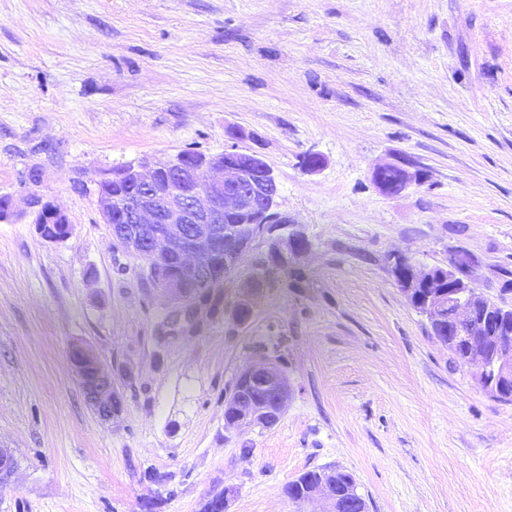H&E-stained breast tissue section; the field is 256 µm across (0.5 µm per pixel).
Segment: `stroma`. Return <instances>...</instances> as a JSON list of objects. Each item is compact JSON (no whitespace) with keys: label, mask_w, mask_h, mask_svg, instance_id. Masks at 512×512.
Masks as SVG:
<instances>
[{"label":"stroma","mask_w":512,"mask_h":512,"mask_svg":"<svg viewBox=\"0 0 512 512\" xmlns=\"http://www.w3.org/2000/svg\"><path fill=\"white\" fill-rule=\"evenodd\" d=\"M188 150L261 155L311 249L247 322L245 264L175 333L97 193L113 168ZM383 162L419 182L383 194ZM30 194L72 229L0 222V445L17 461L0 512H200L227 487L228 512H324L285 488L336 465L368 512H512V402L392 273L397 254L461 257L512 307V0H0V197ZM78 339L124 395L112 422L69 368ZM264 355L290 379L283 416L225 426Z\"/></svg>","instance_id":"35a3bbf8"}]
</instances>
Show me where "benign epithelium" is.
<instances>
[{
  "mask_svg": "<svg viewBox=\"0 0 512 512\" xmlns=\"http://www.w3.org/2000/svg\"><path fill=\"white\" fill-rule=\"evenodd\" d=\"M238 155L231 151L197 160L183 153L167 161L143 158L111 174L134 184L138 193L97 196L112 238L130 254L150 258L144 278L152 285L163 284L174 299L171 319L176 326L193 323L223 276L238 270L246 258H251L254 277L242 288L251 310L261 288L309 251L301 226L278 211L281 187L271 166L254 154L253 166L244 167ZM172 178L180 187L169 185ZM393 273L413 307L429 319L433 334L447 345L464 346L463 362L477 368L480 383L494 394L512 386V308L501 307L479 291L460 261L446 268L428 267L408 264L396 255ZM441 280L448 287H437ZM445 311L446 332L440 330ZM70 363L98 418L108 422L120 415L123 396L96 351L77 342ZM257 388L269 397L261 416L250 407L251 392ZM289 396L288 375L278 363L266 358L250 365L240 371L227 399L237 411L224 416V425L271 427L280 420ZM319 496L329 503V512H347L349 502L336 495L332 483H315L306 499Z\"/></svg>",
  "mask_w": 512,
  "mask_h": 512,
  "instance_id": "1",
  "label": "benign epithelium"
}]
</instances>
